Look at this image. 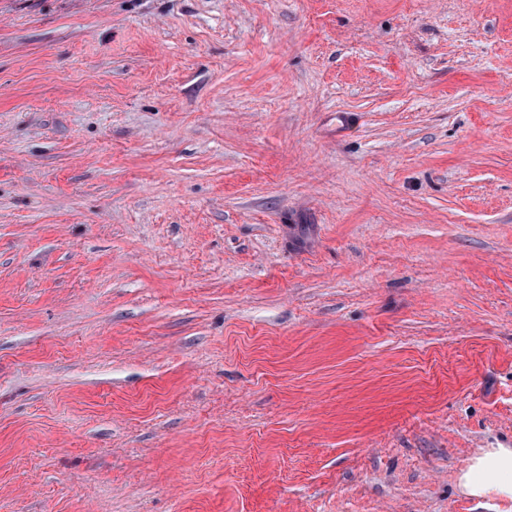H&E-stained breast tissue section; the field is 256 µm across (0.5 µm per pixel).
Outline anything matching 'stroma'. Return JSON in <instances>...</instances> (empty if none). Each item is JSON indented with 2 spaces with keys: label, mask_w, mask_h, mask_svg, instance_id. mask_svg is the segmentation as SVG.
Masks as SVG:
<instances>
[{
  "label": "stroma",
  "mask_w": 512,
  "mask_h": 512,
  "mask_svg": "<svg viewBox=\"0 0 512 512\" xmlns=\"http://www.w3.org/2000/svg\"><path fill=\"white\" fill-rule=\"evenodd\" d=\"M512 0H0V512H512ZM463 486L472 494L493 488L512 496V451L501 448L479 458L462 477Z\"/></svg>",
  "instance_id": "35a3bbf8"
}]
</instances>
